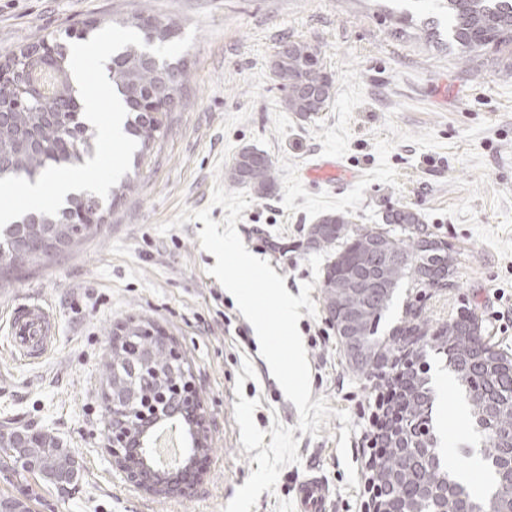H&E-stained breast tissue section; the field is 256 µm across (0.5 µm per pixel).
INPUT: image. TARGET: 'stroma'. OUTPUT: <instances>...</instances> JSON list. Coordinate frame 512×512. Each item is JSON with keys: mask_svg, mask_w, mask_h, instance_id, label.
<instances>
[{"mask_svg": "<svg viewBox=\"0 0 512 512\" xmlns=\"http://www.w3.org/2000/svg\"><path fill=\"white\" fill-rule=\"evenodd\" d=\"M143 11L172 20L177 37L194 34L182 53L188 81L150 164L130 171L137 190L106 215L98 232L40 270L0 288V429L54 436L81 466L70 491L27 476L0 479V495L36 493L33 512H222L272 441L273 421L291 427L300 464L285 466L274 491L251 512H296V486L318 472L333 493L332 512H367L364 470L369 417L380 390L353 371L324 309L303 315L311 400L334 413L317 434L298 430V411L260 354L236 301L208 270L202 222L162 234L181 208L209 209L245 147L273 161L278 187L253 200L237 222L246 248L269 262L292 296L312 281L317 250L308 229L328 212L356 224L386 212H418L430 232L455 249L454 286L420 295L400 286L380 324L396 326L406 304L433 320L467 305L483 318L491 343L512 352V78L505 61H462L441 43L444 0H0V57L47 34L95 18L123 22ZM322 52L334 98L308 119L285 107L271 62L285 40ZM324 158L336 171L315 170ZM53 313L54 348L30 362L15 354L10 323L19 302ZM162 328L189 364L208 415L211 451L204 475L183 496L158 498L130 485L112 465L102 413L101 368L113 332L128 320ZM350 425H343L338 411ZM349 457L341 459L342 427ZM357 470L349 485L345 462Z\"/></svg>", "mask_w": 512, "mask_h": 512, "instance_id": "obj_1", "label": "stroma"}]
</instances>
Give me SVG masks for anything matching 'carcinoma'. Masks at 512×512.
I'll return each instance as SVG.
<instances>
[{
	"label": "carcinoma",
	"mask_w": 512,
	"mask_h": 512,
	"mask_svg": "<svg viewBox=\"0 0 512 512\" xmlns=\"http://www.w3.org/2000/svg\"><path fill=\"white\" fill-rule=\"evenodd\" d=\"M448 5V46L462 57L475 60L487 50L511 59L506 72L512 76V0H445ZM134 26L144 35L152 31L159 41L172 34L169 23L146 12L134 18ZM276 52L274 75L286 90L288 111L309 118L325 110L334 88L332 74L323 66L321 52L303 40H288ZM147 50L128 45L110 57L107 76L127 110L124 129L137 142L133 154L138 167L151 158L161 142L169 114L181 102L188 73L177 64V79L167 89L169 107L150 112L143 103L155 93L157 70L144 63ZM50 68L54 89L46 95L33 76L45 70L39 58L21 47L0 61V73L16 71L25 76L20 85L8 90L9 112L0 122V156L10 160V168L0 173L34 180L49 166L82 165L89 155V139L95 128L84 117L82 99L73 85L68 51L57 53ZM228 185L246 187L260 198L273 194L277 175L273 161L265 153L244 147L235 157L226 177ZM102 198L83 192L67 199V206L55 216L37 214L0 229V286L10 283L22 268L44 264L50 253L45 242L54 237L60 251H67L98 231L104 213ZM385 224H401L397 235L382 227L353 225L349 212L322 216L309 229L316 248L330 249L320 282L323 308L330 323L352 309L362 313L364 348L370 358L363 373L380 378L387 368V356L395 352L379 334V326L389 310L396 289L405 281L422 290L435 288L443 294L452 284L455 265L451 249L443 244L447 284L430 285L424 273L427 253L422 251L428 227L420 215L407 208L392 209ZM393 332L413 337L421 357L433 351L446 358L448 367L466 388L474 427L484 433L480 448L483 466L495 478V493L477 495L455 479L445 464V450L436 432L434 397L426 371L418 370L412 385V400L403 409V420L414 433L405 435L401 448H387L376 466L394 477L390 496L404 506V512H512V356L497 349L484 336L483 319L474 310L453 314L448 320L432 323L424 308L408 304ZM151 359L155 384L143 387L132 374L133 366ZM173 369L166 354L135 331V323L113 334L102 369V410L112 423V402L107 392L135 386L140 393L137 405H160L172 383ZM31 473L44 484L57 487L77 483L80 469L75 458L54 437L40 432L20 438L0 433V475L5 480ZM34 493L20 501L0 498V512H32Z\"/></svg>",
	"instance_id": "1"
}]
</instances>
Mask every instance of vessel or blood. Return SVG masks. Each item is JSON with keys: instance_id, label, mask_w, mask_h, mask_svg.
<instances>
[{"instance_id": "vessel-or-blood-1", "label": "vessel or blood", "mask_w": 512, "mask_h": 512, "mask_svg": "<svg viewBox=\"0 0 512 512\" xmlns=\"http://www.w3.org/2000/svg\"><path fill=\"white\" fill-rule=\"evenodd\" d=\"M13 344L19 354L28 359L46 355L55 341V322L52 314L35 301L19 305L12 319ZM196 425L178 416L155 423L144 433L141 444L147 456L158 455L163 446L173 448L177 463H184L188 448L194 447ZM330 490L322 477L309 474L297 486V512H325Z\"/></svg>"}]
</instances>
